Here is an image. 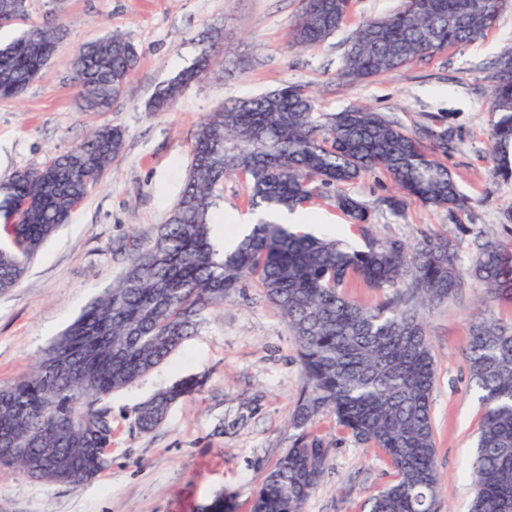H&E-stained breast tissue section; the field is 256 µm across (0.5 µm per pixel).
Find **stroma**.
Returning <instances> with one entry per match:
<instances>
[{"mask_svg": "<svg viewBox=\"0 0 512 512\" xmlns=\"http://www.w3.org/2000/svg\"><path fill=\"white\" fill-rule=\"evenodd\" d=\"M400 0H354L347 23L320 46L289 48L300 0H29L25 23L65 25L56 54L24 93L0 100V181L38 167L83 141L100 124L125 130L121 155L69 224L47 240L21 283L0 293V387L27 372L41 351L95 295L117 280L134 247L146 246L168 223L192 163V137L208 113L286 83L310 85L320 111L354 105L396 116L406 128L443 116L454 136L446 163L470 199L467 211L410 203L391 213L392 192L381 173L347 191L372 212L377 238L416 242L445 235L469 257L477 235L512 239L502 212L512 206V181L495 180L487 133V76L512 44V0L483 39L442 56L362 82L341 76L345 43L359 24L392 13ZM134 43L139 62L124 96L108 113L87 111L69 78V63L87 43L108 34ZM220 51L213 75L189 85L169 112L147 106L156 89L188 67L199 49ZM306 232L360 247L348 217L316 199L302 208ZM512 325V303L489 298L484 286L464 288L425 314L436 360L432 392L436 459L442 489L436 512H469L467 476L482 418L465 353L479 312ZM200 392L173 406L155 430L134 425L139 405L185 375ZM298 346L261 288L247 284L223 307L201 313L183 345L163 364L113 394L109 467L80 486L37 484L0 470V512H205L219 495L249 512L256 488L290 447L289 417L303 390ZM314 432L330 446L328 464L305 512H367L368 500L392 481L393 469L363 448L329 415Z\"/></svg>", "mask_w": 512, "mask_h": 512, "instance_id": "35a3bbf8", "label": "stroma"}]
</instances>
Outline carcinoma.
<instances>
[{"mask_svg": "<svg viewBox=\"0 0 512 512\" xmlns=\"http://www.w3.org/2000/svg\"><path fill=\"white\" fill-rule=\"evenodd\" d=\"M501 0H402L401 7L366 21L351 35L341 76L359 81L432 58L484 37L496 24ZM352 0H301L290 45L315 47L348 17ZM27 0L0 12V26L22 19ZM66 28L30 26L0 46V100L19 97L48 65ZM219 51L200 49L189 67L162 85L150 109L166 112L188 84L210 75ZM138 64L122 35L84 46L70 63L85 108L110 112ZM512 66L503 49L489 79L487 111L493 173L512 179V84L495 82ZM448 124L408 130L365 106L332 114L317 111L310 88L286 83L209 113L193 134V162L168 223L145 249H133L119 279L85 306L44 350L34 368L0 388V460L45 484L78 486L104 469L96 452L112 447L106 400L164 363L190 334L198 313L219 307L249 280L287 320L296 340L304 388L291 414L292 444L257 490L251 512H304L321 481L329 446L313 433L332 414L356 442L379 450L394 480L370 501L369 512H436L441 489L431 418L436 367L423 312L446 302L466 279L485 285L496 300H512V244L485 240L463 263L445 237L409 245L376 239L365 227L371 213L336 188L368 172L384 173L397 190L387 207L400 213L410 201L446 210L467 209L448 166ZM124 148L118 124L96 128L83 142L40 167L19 169L0 182V293L15 288L42 245L69 223ZM242 179L252 210H295L327 197L363 229L365 245L291 231L259 219L237 247L217 243L213 210L224 179ZM392 289L368 306L344 288L353 279ZM471 384L484 413L469 476L470 512H512V327L484 316L471 327L466 352ZM184 377L138 410L135 427L149 432L179 400L198 391ZM54 449V461L43 449Z\"/></svg>", "mask_w": 512, "mask_h": 512, "instance_id": "obj_1", "label": "carcinoma"}]
</instances>
